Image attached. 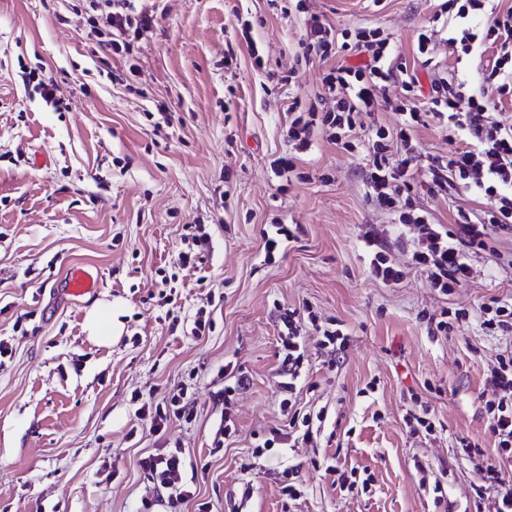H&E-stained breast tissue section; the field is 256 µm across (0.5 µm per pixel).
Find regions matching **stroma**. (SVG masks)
<instances>
[{
  "instance_id": "35a3bbf8",
  "label": "stroma",
  "mask_w": 512,
  "mask_h": 512,
  "mask_svg": "<svg viewBox=\"0 0 512 512\" xmlns=\"http://www.w3.org/2000/svg\"><path fill=\"white\" fill-rule=\"evenodd\" d=\"M306 3L341 29L382 26L402 62L421 67L416 36L434 0ZM77 4L0 0V341L9 349L0 358V512H140L146 501L169 512L140 461L176 448L191 492L181 512H492L501 488H512V456L498 455L482 394L505 341L475 312L512 296V268L485 252L447 296L415 268L383 285L367 274L361 240L389 225L366 201L361 157L319 138L304 165L309 181L274 178L288 106L313 99L328 70L317 63L278 84L299 18L269 0H145L157 23L120 57ZM29 73L53 80L68 109L25 85ZM41 153L49 163L34 165ZM275 217L296 225V237L268 263L262 233ZM190 224L209 249L184 269ZM77 264L99 271L97 294H64L62 276ZM102 303L119 312L108 344L86 329ZM304 306L350 338L336 352L308 331L288 395L278 314ZM446 307L470 317L429 335L421 313ZM200 312L213 327L195 338L186 324ZM228 363L245 380L229 398ZM180 388L192 420L154 432L141 401ZM286 398L292 411L323 414L313 440L289 439ZM420 404L432 431L404 420ZM275 431L279 444L255 456ZM482 457L502 484H482ZM324 461L352 472L354 488L318 470ZM290 483L296 496L283 491Z\"/></svg>"
}]
</instances>
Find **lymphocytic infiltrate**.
Wrapping results in <instances>:
<instances>
[{"label": "lymphocytic infiltrate", "instance_id": "f902f5d3", "mask_svg": "<svg viewBox=\"0 0 512 512\" xmlns=\"http://www.w3.org/2000/svg\"><path fill=\"white\" fill-rule=\"evenodd\" d=\"M82 9L101 20L102 44L115 55L130 52L134 41L155 24L152 10L140 0H81ZM284 16H305L295 64L331 61L316 95L317 106H291L286 155L271 161L273 173L286 182L310 180L299 165L314 134L349 153L363 155L362 180L369 202L388 215L398 232L394 238L365 233L363 250L368 276L384 285L399 284L403 268L393 248L407 252L409 263L426 276L430 288L450 294L473 276V261L492 243L512 238V123L499 118L495 96L512 93V7L500 11L487 0H438L436 11L417 36V53L428 68L427 81L397 60L396 48L377 25L339 29L308 14L304 0L282 6ZM464 58H483V78L470 83L461 66L444 67L432 54L435 43ZM359 57L356 65L347 64ZM377 111L399 116L395 126L366 124ZM447 131V155L422 163L417 133L428 125ZM434 195L455 194L489 201L488 209L460 212L456 224L440 223L414 204V183ZM414 226L407 237L404 229ZM284 357L280 387L293 392L303 364L300 309L279 315ZM485 411L499 452L512 451V351L499 355L487 377ZM171 512L189 498L181 483V450L142 458Z\"/></svg>", "mask_w": 512, "mask_h": 512}]
</instances>
